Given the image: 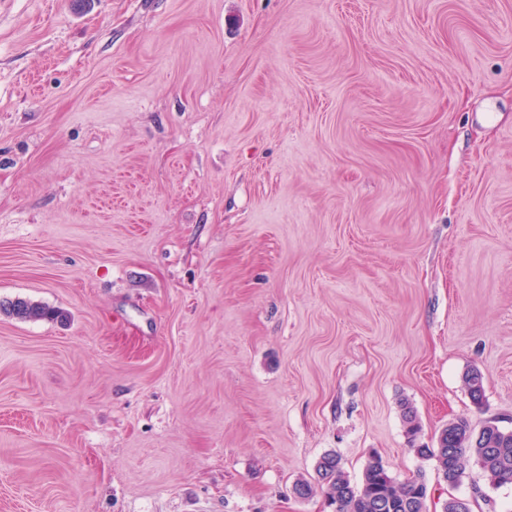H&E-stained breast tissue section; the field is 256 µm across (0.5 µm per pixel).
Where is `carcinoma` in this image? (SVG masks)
Returning <instances> with one entry per match:
<instances>
[{"label": "carcinoma", "mask_w": 512, "mask_h": 512, "mask_svg": "<svg viewBox=\"0 0 512 512\" xmlns=\"http://www.w3.org/2000/svg\"><path fill=\"white\" fill-rule=\"evenodd\" d=\"M0 313L24 321L61 317L59 311L26 299L0 301ZM463 382L472 403L482 407V373L471 368L463 375ZM403 421L414 453L422 460L435 461L442 478L453 479L458 484L466 470L476 465L492 485H512V430L503 428L498 419L488 418L478 429L465 419L452 421L440 430L434 448L417 443L420 425L416 412L408 405L403 408ZM316 474L317 486L298 480L293 485V493L306 498L317 487L336 506V512H424L428 487L423 476L399 482L376 455L368 458L356 483L351 482L341 458L334 452L321 457Z\"/></svg>", "instance_id": "1"}]
</instances>
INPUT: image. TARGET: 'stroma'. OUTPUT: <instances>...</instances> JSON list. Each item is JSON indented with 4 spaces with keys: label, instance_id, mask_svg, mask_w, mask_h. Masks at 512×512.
Listing matches in <instances>:
<instances>
[{
    "label": "stroma",
    "instance_id": "1",
    "mask_svg": "<svg viewBox=\"0 0 512 512\" xmlns=\"http://www.w3.org/2000/svg\"><path fill=\"white\" fill-rule=\"evenodd\" d=\"M0 512H333L512 429V0H0ZM484 377L475 407L463 383ZM0 313L24 321L54 320L62 314L46 305L31 300L0 301ZM408 443L423 460H434L443 480L454 479L456 487L466 470L476 465L496 487L512 485V430L488 418L477 430L466 419L445 425L437 436L436 448L417 444L420 425L412 407L403 408ZM444 481V480H443ZM317 486L335 512H424L428 487L422 475L393 478L382 459L371 455L360 480L352 483L336 453H325L316 467Z\"/></svg>",
    "mask_w": 512,
    "mask_h": 512
}]
</instances>
